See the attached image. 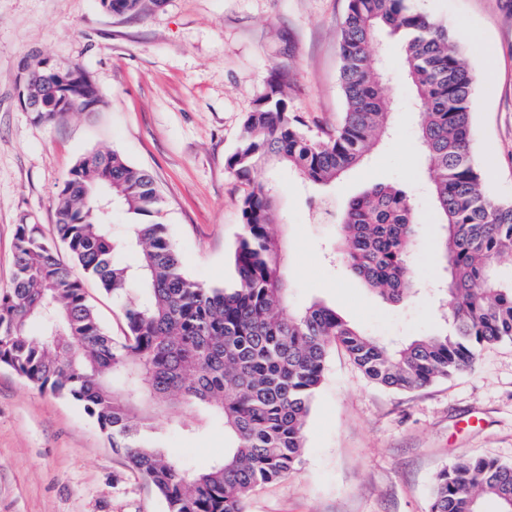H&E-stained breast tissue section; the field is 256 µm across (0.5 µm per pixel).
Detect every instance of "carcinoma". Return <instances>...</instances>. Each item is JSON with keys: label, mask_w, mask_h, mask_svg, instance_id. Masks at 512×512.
I'll list each match as a JSON object with an SVG mask.
<instances>
[{"label": "carcinoma", "mask_w": 512, "mask_h": 512, "mask_svg": "<svg viewBox=\"0 0 512 512\" xmlns=\"http://www.w3.org/2000/svg\"><path fill=\"white\" fill-rule=\"evenodd\" d=\"M146 2L100 5L134 15ZM408 2L349 0L339 32L346 112L333 134H313L277 79L247 116L227 159L249 186L240 202L233 284L205 287L186 273L151 176L115 151L88 154L68 173L58 194L57 240L38 224L16 227L12 280L0 288V365L41 391L82 403L167 512H245L253 489L295 468L332 344L375 383L412 390L472 367L485 344L512 341V277L494 268L512 253V201L487 192L472 158L475 75L461 61L459 36ZM381 31L395 39L422 104L419 141L449 276L445 330L392 348L322 303L285 310L287 251L273 231L275 199L253 179L259 165L274 161L327 186L365 159L393 112L373 57ZM99 103L89 76L62 72L40 117L51 122ZM116 209L128 220L122 231L112 224ZM338 226L341 261L352 274L391 303L414 293L417 224L405 192L371 184L347 202ZM59 242L70 261L60 257ZM71 261L105 294L127 300L125 336L103 330ZM175 394L194 409L197 426L221 424L229 439L224 458L204 470L169 457L153 426L156 406ZM485 497L512 512V464L462 458L437 474L429 512H480Z\"/></svg>", "instance_id": "carcinoma-1"}]
</instances>
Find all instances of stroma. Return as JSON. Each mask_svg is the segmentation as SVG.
I'll use <instances>...</instances> for the list:
<instances>
[{
	"mask_svg": "<svg viewBox=\"0 0 512 512\" xmlns=\"http://www.w3.org/2000/svg\"><path fill=\"white\" fill-rule=\"evenodd\" d=\"M412 7L471 36L460 50L475 73L470 144L487 191L512 201V0H412ZM348 0H162L136 15L99 0H0V288L13 271L17 225L54 234L57 193L86 154L115 151L146 170L187 273L207 287L232 278L245 182L227 168L247 115L275 78L312 133L333 132L345 102L339 29ZM376 63L398 103L393 134L366 164L325 190L263 165L256 180L277 189L275 231L287 246L288 308L320 301L388 342L432 336L445 321L447 274L438 222L417 146L420 110L405 61L385 37ZM80 64L102 99L48 123L24 111L26 61ZM405 190L417 224V294L391 304L352 277L330 252L332 224H315L320 195L344 206L370 183ZM106 333H126L124 304L72 265ZM164 443L195 470L222 459L220 427L196 429L187 407L156 416ZM512 464V341L484 346L472 369L415 390L371 382L341 345L330 347L311 404L299 463L256 488L246 512H429L437 473L464 456ZM0 512H166L154 488L111 447L81 404L39 390L0 366Z\"/></svg>",
	"mask_w": 512,
	"mask_h": 512,
	"instance_id": "1",
	"label": "stroma"
}]
</instances>
